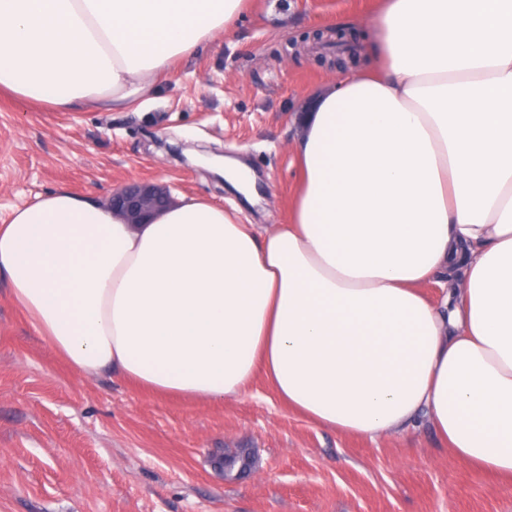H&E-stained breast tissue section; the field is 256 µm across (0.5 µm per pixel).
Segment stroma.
I'll use <instances>...</instances> for the list:
<instances>
[{
	"label": "stroma",
	"instance_id": "stroma-1",
	"mask_svg": "<svg viewBox=\"0 0 512 512\" xmlns=\"http://www.w3.org/2000/svg\"><path fill=\"white\" fill-rule=\"evenodd\" d=\"M377 0H278L181 63L150 106L53 112L0 97V224L65 188L108 199L133 181L169 185L282 224L295 191L287 144L324 77L317 31L363 26ZM251 166L248 203L201 154ZM255 457L228 479L217 462ZM0 512H512V492L451 459L427 420L396 438L337 433L283 405L263 380L235 401L159 396L70 367L0 284Z\"/></svg>",
	"mask_w": 512,
	"mask_h": 512
}]
</instances>
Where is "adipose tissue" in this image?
<instances>
[{"mask_svg": "<svg viewBox=\"0 0 512 512\" xmlns=\"http://www.w3.org/2000/svg\"><path fill=\"white\" fill-rule=\"evenodd\" d=\"M256 3L0 0V96L146 104ZM361 50L301 118L287 223L183 196L129 224L58 189L0 225V279L84 374L200 401L260 377L372 440L424 416L511 491L512 0H381Z\"/></svg>", "mask_w": 512, "mask_h": 512, "instance_id": "1", "label": "adipose tissue"}]
</instances>
